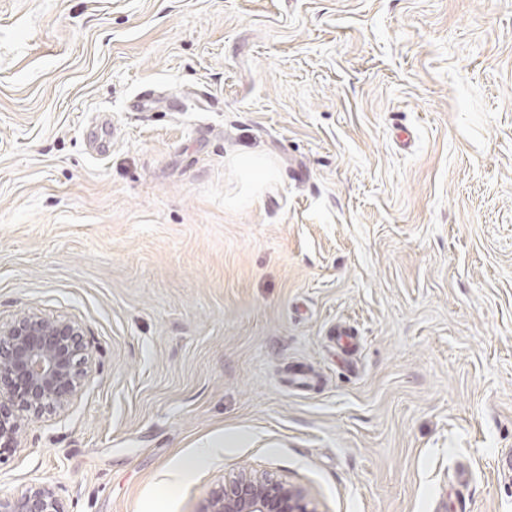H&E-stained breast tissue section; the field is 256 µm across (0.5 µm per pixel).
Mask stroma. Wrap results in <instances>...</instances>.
Masks as SVG:
<instances>
[{
  "label": "stroma",
  "mask_w": 512,
  "mask_h": 512,
  "mask_svg": "<svg viewBox=\"0 0 512 512\" xmlns=\"http://www.w3.org/2000/svg\"><path fill=\"white\" fill-rule=\"evenodd\" d=\"M25 313L92 357L1 496L200 512L248 471L318 512H512V0H0Z\"/></svg>",
  "instance_id": "obj_1"
}]
</instances>
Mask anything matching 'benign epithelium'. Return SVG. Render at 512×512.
Returning a JSON list of instances; mask_svg holds the SVG:
<instances>
[{
	"label": "benign epithelium",
	"mask_w": 512,
	"mask_h": 512,
	"mask_svg": "<svg viewBox=\"0 0 512 512\" xmlns=\"http://www.w3.org/2000/svg\"><path fill=\"white\" fill-rule=\"evenodd\" d=\"M89 344L73 321L25 314L0 326V456L19 445L28 420L69 404L77 394ZM0 512H63L48 485L7 498ZM202 512H317L304 490L241 472L214 489Z\"/></svg>",
	"instance_id": "1"
}]
</instances>
